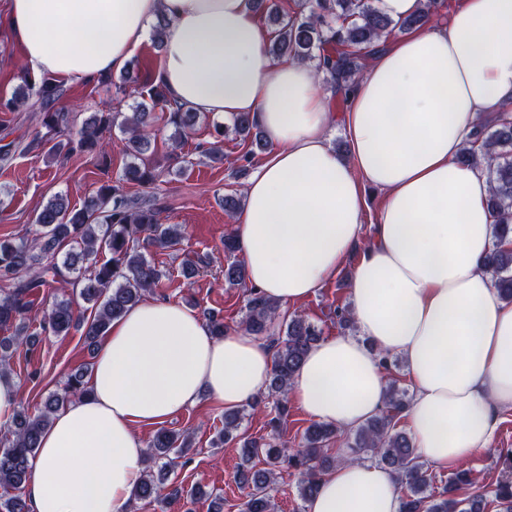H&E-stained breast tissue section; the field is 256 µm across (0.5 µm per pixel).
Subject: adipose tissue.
Returning <instances> with one entry per match:
<instances>
[{"label":"adipose tissue","instance_id":"adipose-tissue-1","mask_svg":"<svg viewBox=\"0 0 512 512\" xmlns=\"http://www.w3.org/2000/svg\"><path fill=\"white\" fill-rule=\"evenodd\" d=\"M162 19L156 78L169 95L198 112L250 113L269 143L234 226L248 286L284 308L308 299L372 231L349 285L360 334L315 343L292 399L355 428L384 406L380 354L398 355L423 459L454 468L487 448L512 408V303L483 266L496 243L487 173L458 156L475 117L512 108V0H463L446 22L383 39L346 94L343 156L314 68L268 54L253 0H9L6 14L33 78L86 83L120 71ZM371 189L384 196L373 214ZM272 365L246 331L213 336L175 303L131 307L97 345L89 395L41 435L30 512H126L144 469L140 427L203 393L227 410L249 404ZM399 500L388 468L343 463L305 512H399Z\"/></svg>","mask_w":512,"mask_h":512}]
</instances>
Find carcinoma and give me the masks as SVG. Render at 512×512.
<instances>
[{
  "label": "carcinoma",
  "mask_w": 512,
  "mask_h": 512,
  "mask_svg": "<svg viewBox=\"0 0 512 512\" xmlns=\"http://www.w3.org/2000/svg\"><path fill=\"white\" fill-rule=\"evenodd\" d=\"M436 0H426L425 10L395 22L373 7L372 0H303V9L294 15L281 12L274 0H256L275 24L270 52L311 62L317 76L331 83L338 95L348 90L362 75L377 43L395 30L409 31L437 16ZM122 93L138 98L135 110L93 112L77 134L65 141L55 140L67 122L56 105L64 95L61 85L44 79L38 86L30 83L9 98H0V112H17L35 99L42 112L46 134L35 137L31 145L52 143L50 153L66 151L70 155L106 158V138L117 127L128 136L126 151L138 159L151 148L156 137L155 109L165 112V125L174 129L171 145H184L187 135L198 122L200 113L168 99L158 83H140L127 77L116 85ZM232 131L249 146L244 160L254 150L268 146L263 131L247 112L232 118ZM459 160L486 170L491 184L488 205L496 216V230L505 237L512 231V120L498 118L492 126L480 122L472 127L459 154ZM158 179L155 169L136 161L128 164L114 183L101 184L82 207L70 206L62 196H55L37 213L35 223L41 228L32 240H0V369H10L8 350L31 340L26 323L33 296L62 280L78 290L81 299L91 305L93 315H75L68 300L53 304L44 314L39 328L53 336H66L80 330L88 345H96L112 321L121 318L142 297L158 287L163 274L147 258L152 249H172L182 238L176 224H163L160 209L144 207L138 199L127 196L129 187H149ZM240 251L232 234L224 235V282L235 287L247 285L243 262L230 260ZM485 269L505 301L512 303V249L496 248L485 258ZM242 319L243 329L256 336L270 338L274 350L273 370L266 391L248 404L256 413L274 412L268 421L271 432L258 438L238 434L243 412L224 413V432L215 444L240 449V463L235 483L245 491L241 512H275L273 492L278 475H298L296 489L306 502L317 492L322 477L338 462L369 460L391 469L400 489V512H486L492 505L498 512H512V450L500 455L506 477L495 484L480 485L469 472L462 470L448 478L440 491L433 488V477L421 460L413 438L397 429L402 413L409 405L408 392L391 382L381 413L347 434L325 423L315 422L304 432L301 449L281 440L279 428L288 415V386L308 350L321 339L315 325L300 316L280 318L278 304L256 289H249ZM88 370L71 374L65 385L52 393L44 406L30 412L20 404L10 427L11 439L0 448V512H28L26 501L16 491L29 478L42 432L53 414L76 395H86ZM347 438L345 456L328 454L330 441ZM188 438L167 430L159 431L149 442L152 467L144 469L143 479L134 491L141 501L178 503L184 497L199 495L194 488L185 491L172 487L161 493L164 480L154 479L188 463ZM263 467H257V463Z\"/></svg>",
  "instance_id": "carcinoma-1"
}]
</instances>
